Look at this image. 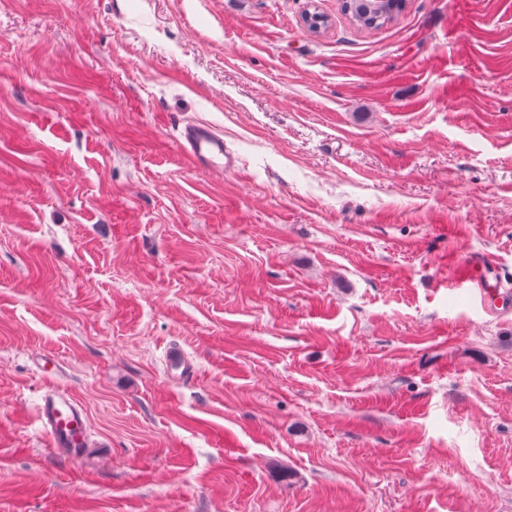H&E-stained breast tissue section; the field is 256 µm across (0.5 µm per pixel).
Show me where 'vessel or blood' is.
<instances>
[{
	"label": "vessel or blood",
	"instance_id": "obj_1",
	"mask_svg": "<svg viewBox=\"0 0 512 512\" xmlns=\"http://www.w3.org/2000/svg\"><path fill=\"white\" fill-rule=\"evenodd\" d=\"M183 148L191 161L217 171L234 169L235 160L223 138L204 126L191 125L182 132ZM40 417L53 449L77 451L88 440L82 415L71 398L57 387H49L42 398Z\"/></svg>",
	"mask_w": 512,
	"mask_h": 512
}]
</instances>
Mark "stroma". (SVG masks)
<instances>
[{
	"label": "stroma",
	"instance_id": "obj_1",
	"mask_svg": "<svg viewBox=\"0 0 512 512\" xmlns=\"http://www.w3.org/2000/svg\"><path fill=\"white\" fill-rule=\"evenodd\" d=\"M488 255L512 283V0H0V512H512ZM185 154L196 164L217 171H230L235 167L233 156L224 148L223 138L205 126L191 125L181 133ZM461 285H466L468 288L475 289V296L483 308L488 309V301L493 293H499L502 283H497L494 286L485 284L480 278L474 273V266L472 273L470 271L460 279ZM40 417L54 450L68 449L72 453L88 447L84 421L71 398L57 387L45 392L40 404Z\"/></svg>",
	"mask_w": 512,
	"mask_h": 512
}]
</instances>
